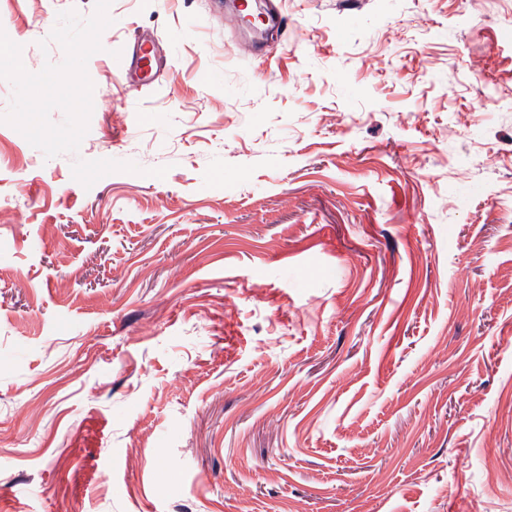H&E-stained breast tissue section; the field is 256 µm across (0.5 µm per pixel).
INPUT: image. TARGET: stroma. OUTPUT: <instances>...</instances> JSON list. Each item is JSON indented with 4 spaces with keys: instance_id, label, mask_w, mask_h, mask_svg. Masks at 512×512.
<instances>
[{
    "instance_id": "stroma-1",
    "label": "stroma",
    "mask_w": 512,
    "mask_h": 512,
    "mask_svg": "<svg viewBox=\"0 0 512 512\" xmlns=\"http://www.w3.org/2000/svg\"><path fill=\"white\" fill-rule=\"evenodd\" d=\"M232 6L0 0V512H512V0ZM125 72L135 76L142 84L151 83L156 72L155 44L152 38H143L134 46L130 58L117 59L112 65V76L121 80Z\"/></svg>"
}]
</instances>
